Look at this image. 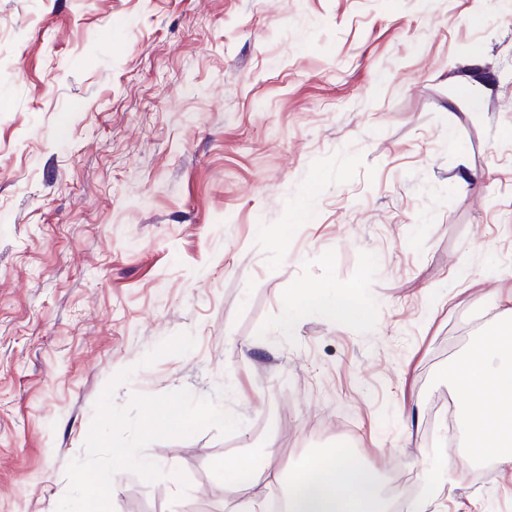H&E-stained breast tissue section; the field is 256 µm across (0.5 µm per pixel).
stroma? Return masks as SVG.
I'll return each instance as SVG.
<instances>
[{
    "label": "stroma",
    "mask_w": 512,
    "mask_h": 512,
    "mask_svg": "<svg viewBox=\"0 0 512 512\" xmlns=\"http://www.w3.org/2000/svg\"><path fill=\"white\" fill-rule=\"evenodd\" d=\"M315 285L367 321L281 335ZM511 306L512 0H0V512H56L128 367L117 405L241 426L151 443L113 512H233L218 461L344 448L401 512L445 452L429 512H512L439 410Z\"/></svg>",
    "instance_id": "stroma-1"
}]
</instances>
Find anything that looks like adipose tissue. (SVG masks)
<instances>
[{"mask_svg":"<svg viewBox=\"0 0 512 512\" xmlns=\"http://www.w3.org/2000/svg\"><path fill=\"white\" fill-rule=\"evenodd\" d=\"M310 306L285 305L280 331L292 335L308 310L330 321H362L361 303L310 288ZM512 351V316L499 320L458 364L453 377L462 404L458 427L466 447L493 457L512 468V363L490 367L493 354ZM378 476L362 461L344 453H331L327 462L305 457L288 476V512H382Z\"/></svg>","mask_w":512,"mask_h":512,"instance_id":"obj_1","label":"adipose tissue"}]
</instances>
